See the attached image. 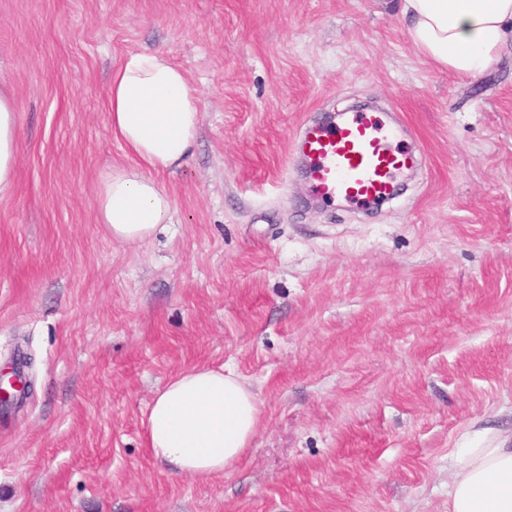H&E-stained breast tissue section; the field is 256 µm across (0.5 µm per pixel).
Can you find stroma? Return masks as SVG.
I'll return each instance as SVG.
<instances>
[{"label": "stroma", "mask_w": 512, "mask_h": 512, "mask_svg": "<svg viewBox=\"0 0 512 512\" xmlns=\"http://www.w3.org/2000/svg\"><path fill=\"white\" fill-rule=\"evenodd\" d=\"M401 0H0L19 103L0 196V512H448V451L512 433V54L436 68ZM160 52L197 90L171 223L136 245L95 221L134 162L110 73ZM379 106L417 157L399 198L313 201L304 122ZM232 369L258 424L224 474L149 454L156 392Z\"/></svg>", "instance_id": "obj_1"}]
</instances>
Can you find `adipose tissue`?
<instances>
[{
	"label": "adipose tissue",
	"mask_w": 512,
	"mask_h": 512,
	"mask_svg": "<svg viewBox=\"0 0 512 512\" xmlns=\"http://www.w3.org/2000/svg\"><path fill=\"white\" fill-rule=\"evenodd\" d=\"M409 42L435 67L481 76L512 48V0H403ZM112 136L136 163L104 173L96 215L115 242L147 241L171 219L169 195L153 171L182 166L199 126L196 90L159 52H130L112 71L107 100ZM18 104L0 90V194L11 189L19 153ZM255 395L233 371L194 367L174 376L145 420L148 451L176 473L222 474L256 431ZM448 453V512H512V435Z\"/></svg>",
	"instance_id": "ef3b65f1"
}]
</instances>
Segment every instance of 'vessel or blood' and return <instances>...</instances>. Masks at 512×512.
Here are the masks:
<instances>
[{
  "label": "vessel or blood",
  "instance_id": "vessel-or-blood-1",
  "mask_svg": "<svg viewBox=\"0 0 512 512\" xmlns=\"http://www.w3.org/2000/svg\"><path fill=\"white\" fill-rule=\"evenodd\" d=\"M395 129L376 113L357 112L328 125L305 124L297 151L306 163L312 196L364 207L393 195L396 177L413 165L410 152L392 149Z\"/></svg>",
  "mask_w": 512,
  "mask_h": 512
}]
</instances>
